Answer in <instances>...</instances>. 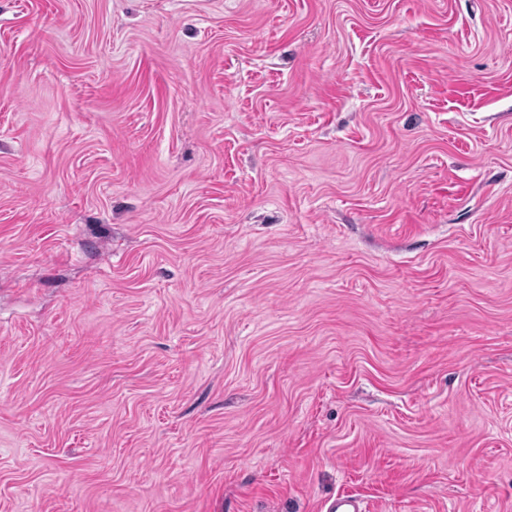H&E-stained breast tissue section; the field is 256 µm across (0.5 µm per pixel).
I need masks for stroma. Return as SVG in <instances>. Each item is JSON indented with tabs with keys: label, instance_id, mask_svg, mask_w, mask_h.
I'll return each instance as SVG.
<instances>
[{
	"label": "stroma",
	"instance_id": "stroma-1",
	"mask_svg": "<svg viewBox=\"0 0 512 512\" xmlns=\"http://www.w3.org/2000/svg\"><path fill=\"white\" fill-rule=\"evenodd\" d=\"M512 512V0H0V512Z\"/></svg>",
	"mask_w": 512,
	"mask_h": 512
}]
</instances>
